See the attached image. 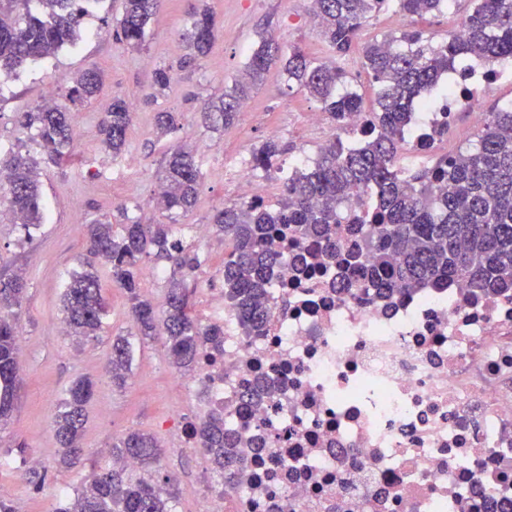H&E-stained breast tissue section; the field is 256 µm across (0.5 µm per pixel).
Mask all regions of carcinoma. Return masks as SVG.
Here are the masks:
<instances>
[{"mask_svg": "<svg viewBox=\"0 0 512 512\" xmlns=\"http://www.w3.org/2000/svg\"><path fill=\"white\" fill-rule=\"evenodd\" d=\"M85 0H0V82L29 62L56 56L80 39L79 20ZM164 0H123L115 40L132 50L145 41L146 28ZM454 0H315L316 34L332 53L317 62L303 50L288 55L273 39L263 38L219 103L207 105V117L229 127L235 123L252 87L271 67L280 66L288 89L297 86L322 104L342 128L348 114L362 111L360 95L345 86L346 73L338 59L347 56L363 22L386 10L403 18L448 10ZM465 35L449 34L440 46L429 44L424 31L403 28L363 49L364 65L378 85L377 109L366 113L369 135L353 142L329 138L311 164L290 173L276 203L259 207L234 202L213 215L212 232L224 238V297L238 311L240 328L250 335L266 321L265 289L281 263L274 231L302 244L315 240L321 255L333 260L363 283L380 290L411 291L427 284L456 280L480 290L512 289V107L504 106L480 127L473 141L456 153L438 159L413 174L398 164L404 128L416 104L428 94H446L441 78L471 60L492 67L512 60V0H468ZM216 37L215 20L207 5L190 17L185 34L189 59L209 51ZM102 76L85 71L69 81L67 104L38 106L19 112L16 123L35 131L38 145L51 162L72 145V106L95 97ZM132 104L112 100L100 121L105 152L118 156L126 144ZM282 148L270 140L253 152L260 166L279 161ZM0 171L7 174L5 200L13 222L25 229L43 223L37 160L0 143ZM201 176L192 151L173 149L156 199L158 209L186 212L196 201ZM368 195L373 206L362 213L341 216L353 198ZM351 225L353 243L341 244L338 225ZM88 258L83 270L71 274L63 291L65 320L73 336H96L107 304L95 264L108 269L112 284L130 302V316L143 339L165 336L172 363L191 370L206 348L220 350L224 327L203 325L190 313L186 275L199 265V256L186 244L184 225L143 224L131 220L116 228L108 222L87 225ZM150 255L173 265L167 281L166 306L157 311L140 297L142 260ZM25 290L18 274L0 275V431L7 425L20 388L15 357L19 309ZM112 383H126L131 367L130 342L117 337L108 361ZM93 396V382L76 379L66 390L54 415L53 427L62 462L81 452L85 407ZM197 438L210 460L232 484L240 460L224 429V416L214 413L196 426ZM160 455L154 436L130 431L113 445L112 459H134L148 467ZM126 469L112 466L92 472L87 484L67 506L56 512H173L174 495L149 479L133 480Z\"/></svg>", "mask_w": 512, "mask_h": 512, "instance_id": "1", "label": "carcinoma"}]
</instances>
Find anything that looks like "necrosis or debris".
I'll list each match as a JSON object with an SVG mask.
<instances>
[{
  "label": "necrosis or debris",
  "instance_id": "1",
  "mask_svg": "<svg viewBox=\"0 0 512 512\" xmlns=\"http://www.w3.org/2000/svg\"><path fill=\"white\" fill-rule=\"evenodd\" d=\"M504 82L512 66L469 62L459 92L405 139L418 147ZM289 172L245 159L224 177L235 200L270 204ZM278 248L262 331L241 335L236 309L214 298L224 352L188 380L242 459L234 484L203 479L205 512H512V291L340 290L317 248L301 264L292 240ZM257 383L265 401L243 410Z\"/></svg>",
  "mask_w": 512,
  "mask_h": 512
}]
</instances>
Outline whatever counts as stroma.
Returning a JSON list of instances; mask_svg holds the SVG:
<instances>
[{
  "label": "stroma",
  "mask_w": 512,
  "mask_h": 512,
  "mask_svg": "<svg viewBox=\"0 0 512 512\" xmlns=\"http://www.w3.org/2000/svg\"><path fill=\"white\" fill-rule=\"evenodd\" d=\"M207 2L216 24L217 38L206 56L192 68L181 67L186 52L181 39L188 20L200 2ZM123 10V0H93L80 21L82 37L76 47L64 48L47 61L31 65L18 79L0 88V141L31 148L32 134L19 127L17 113L40 105L46 80H53L57 93H64L66 80L86 70L101 71L100 94L73 112L72 119L83 132L64 161L42 166L40 194L45 222L33 240L11 221L0 203V272L22 275L27 283L19 319L16 358L22 369L21 387L14 411L0 431V454L24 448L40 455L32 467L13 459L0 468V498H25L28 512H56L66 497L74 495L93 471L111 465L109 450L126 433L141 430L165 442L152 476L170 478L175 512H198L202 448L184 447L181 425L195 418L193 394L176 385L177 371L163 340L141 342L129 315L125 293L102 276L108 313L97 338L78 341L60 333L63 284L87 253L86 226L110 217L149 224L166 220L155 197L163 175L164 152L172 146L192 148L202 174L195 206L177 214L180 224L210 223L214 212L231 202L233 190L224 182V165L248 155L263 142L273 140L283 159L312 157L323 138L308 128L307 115L321 105L306 92L287 89L279 68H271L262 83L250 93L248 111L240 112L234 125H212L203 116V105L223 97L241 73L260 36L273 38L283 50L300 48L311 58L326 61L330 54L318 39L306 0H166L150 22L142 50L117 43L112 25ZM402 16L389 12L371 18L362 27L359 46L340 65L362 97L364 111L376 107V86L363 68L361 47L369 41L399 31ZM169 68L173 80L156 92L153 75ZM133 105L124 156L138 162L135 193H127L111 172L92 167L89 158L102 154L100 119L113 98ZM174 112L176 131L159 136L155 115ZM126 211H119V204ZM200 265L188 279L193 316H201L211 291L224 289V241L210 236L199 250ZM127 337L133 348L131 372L125 387H116L107 370V357L114 337ZM91 378L94 397L87 407L82 451L74 464L61 465L52 420L65 390L77 378Z\"/></svg>",
  "instance_id": "obj_1"
}]
</instances>
